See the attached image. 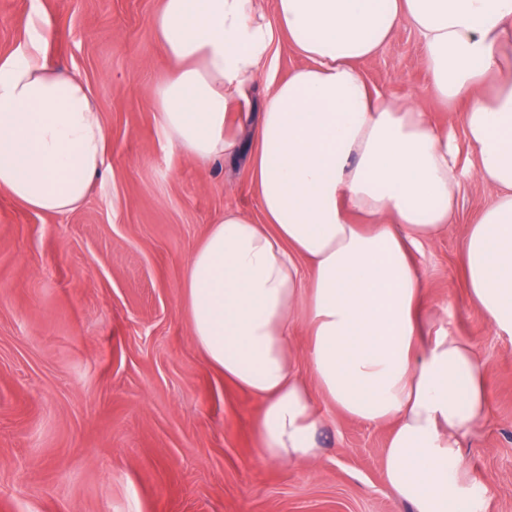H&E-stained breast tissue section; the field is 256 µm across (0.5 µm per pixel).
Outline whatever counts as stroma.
<instances>
[{
  "label": "stroma",
  "mask_w": 512,
  "mask_h": 512,
  "mask_svg": "<svg viewBox=\"0 0 512 512\" xmlns=\"http://www.w3.org/2000/svg\"><path fill=\"white\" fill-rule=\"evenodd\" d=\"M162 0H0V54L30 12L54 30L47 57L85 80L108 139L105 172L67 216L0 191V512H411L388 488L389 431L321 404L314 466L264 463L255 399L194 343L180 288L209 224L235 209L259 218L250 174L264 99L304 60L285 39L231 116L236 153L200 166L171 150L152 90L174 67L152 20ZM373 90L417 102L442 126L421 39L401 24L363 67ZM465 170L456 220L424 243L429 307L447 309L487 369V422L465 447L480 512H512V336L496 333L466 288L464 239L496 192Z\"/></svg>",
  "instance_id": "35a3bbf8"
}]
</instances>
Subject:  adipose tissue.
Wrapping results in <instances>:
<instances>
[{
  "label": "adipose tissue",
  "instance_id": "obj_1",
  "mask_svg": "<svg viewBox=\"0 0 512 512\" xmlns=\"http://www.w3.org/2000/svg\"><path fill=\"white\" fill-rule=\"evenodd\" d=\"M419 34L430 91L465 103V141L415 102L372 91L361 70L400 24ZM175 70L152 92L168 146L207 165L234 154L229 116L287 36L307 63L270 90L253 180L261 220L225 211L193 250L181 288L208 364L258 402L261 460L321 454L320 400L389 428L386 482L412 512H468L465 443L488 417L475 345L426 314L424 241L456 218L463 149L496 199L464 242L467 288L512 336V0H163L153 19ZM41 14L0 56V189L65 216L101 175L108 142L91 88L47 61ZM307 329L303 377L294 325Z\"/></svg>",
  "mask_w": 512,
  "mask_h": 512
}]
</instances>
